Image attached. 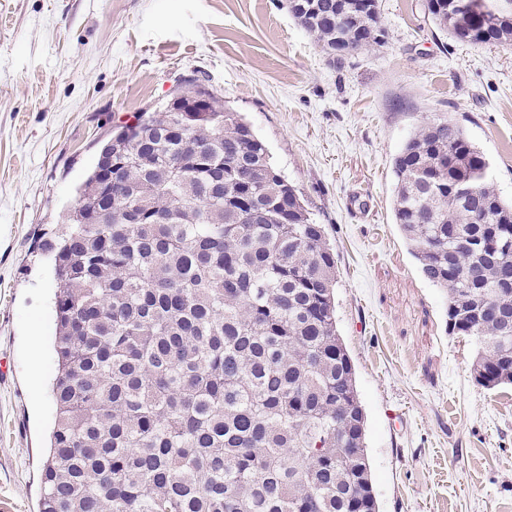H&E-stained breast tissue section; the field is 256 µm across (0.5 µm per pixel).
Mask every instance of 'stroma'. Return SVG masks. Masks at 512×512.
I'll list each match as a JSON object with an SVG mask.
<instances>
[{"mask_svg": "<svg viewBox=\"0 0 512 512\" xmlns=\"http://www.w3.org/2000/svg\"><path fill=\"white\" fill-rule=\"evenodd\" d=\"M379 4L384 45L337 61L288 0H0V512H38L56 419L60 283L40 244L113 130L186 76L243 113L325 229L379 512H512V386L477 384L476 337L447 333L393 175L447 120L512 199V48L451 40L426 0Z\"/></svg>", "mask_w": 512, "mask_h": 512, "instance_id": "1", "label": "stroma"}]
</instances>
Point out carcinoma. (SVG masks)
Listing matches in <instances>:
<instances>
[{
    "instance_id": "1",
    "label": "carcinoma",
    "mask_w": 512,
    "mask_h": 512,
    "mask_svg": "<svg viewBox=\"0 0 512 512\" xmlns=\"http://www.w3.org/2000/svg\"><path fill=\"white\" fill-rule=\"evenodd\" d=\"M427 9L458 42L512 46L497 0ZM289 11L330 55L384 42L378 0ZM194 96L214 111L188 112ZM393 173L395 223L448 290V333L478 337V384L512 385V204L449 122L418 130ZM42 247L61 288L39 512H378L336 256L201 80L112 134Z\"/></svg>"
}]
</instances>
